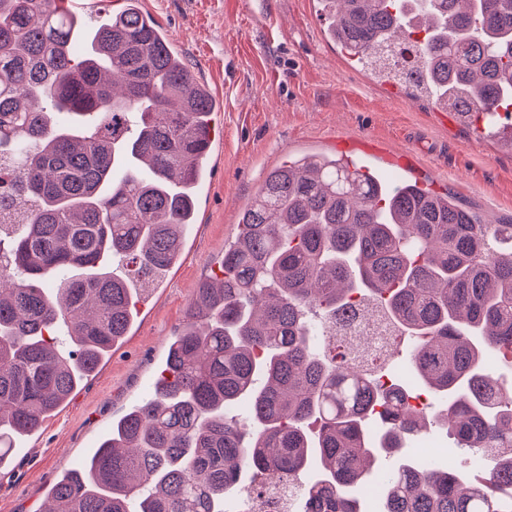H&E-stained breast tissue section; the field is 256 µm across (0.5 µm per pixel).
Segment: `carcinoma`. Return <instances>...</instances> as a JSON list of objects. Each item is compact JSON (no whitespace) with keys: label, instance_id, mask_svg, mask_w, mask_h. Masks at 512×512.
<instances>
[{"label":"carcinoma","instance_id":"obj_1","mask_svg":"<svg viewBox=\"0 0 512 512\" xmlns=\"http://www.w3.org/2000/svg\"><path fill=\"white\" fill-rule=\"evenodd\" d=\"M63 0H0V468L120 346L137 281L160 282L195 223L215 99L139 6L102 24ZM325 34L467 126L512 119V0H319ZM76 42L83 55L72 53ZM410 44L418 67H385ZM122 175H117V172ZM416 345L432 424L488 466L417 465L413 390L384 383L336 325L363 303ZM512 224H486L409 181L389 190L339 157L271 168L219 273L195 289L154 397L112 443L59 476L51 512H224L257 474L299 488V512H367L381 455L402 462L379 512H512ZM249 402L243 431L227 411ZM320 422L309 434L307 422Z\"/></svg>","mask_w":512,"mask_h":512}]
</instances>
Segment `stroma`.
<instances>
[{
  "instance_id": "35a3bbf8",
  "label": "stroma",
  "mask_w": 512,
  "mask_h": 512,
  "mask_svg": "<svg viewBox=\"0 0 512 512\" xmlns=\"http://www.w3.org/2000/svg\"><path fill=\"white\" fill-rule=\"evenodd\" d=\"M221 108L199 211L181 262L146 302L134 327L99 371L25 438L0 471V512H42L46 490L77 467L113 420L151 397L167 342L199 282L217 272L239 212L267 172L303 152H332L342 134L369 146L378 168L403 155L411 177L492 224L512 222V153L475 138L453 112L408 98L347 66L325 42L315 0H140Z\"/></svg>"
}]
</instances>
